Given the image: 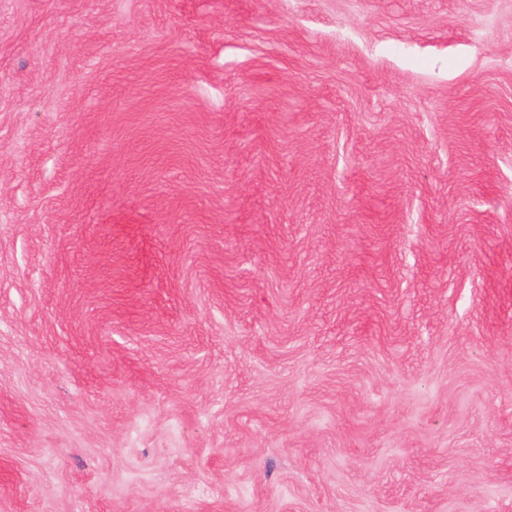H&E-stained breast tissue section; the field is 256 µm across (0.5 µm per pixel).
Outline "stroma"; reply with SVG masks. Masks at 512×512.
I'll return each instance as SVG.
<instances>
[{
	"label": "stroma",
	"instance_id": "obj_1",
	"mask_svg": "<svg viewBox=\"0 0 512 512\" xmlns=\"http://www.w3.org/2000/svg\"><path fill=\"white\" fill-rule=\"evenodd\" d=\"M0 512H512V0H0Z\"/></svg>",
	"mask_w": 512,
	"mask_h": 512
}]
</instances>
